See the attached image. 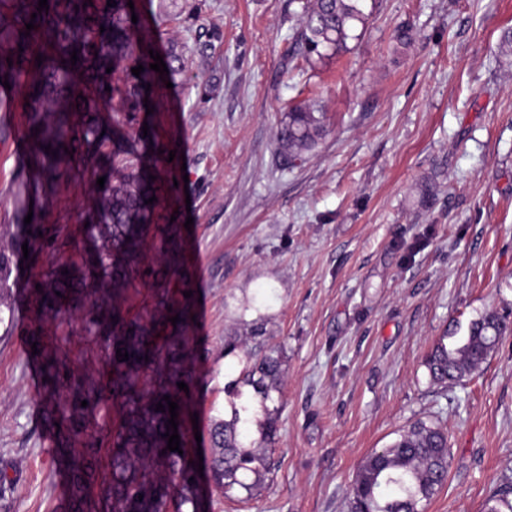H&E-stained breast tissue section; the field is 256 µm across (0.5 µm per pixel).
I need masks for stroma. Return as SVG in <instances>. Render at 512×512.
<instances>
[{"mask_svg": "<svg viewBox=\"0 0 512 512\" xmlns=\"http://www.w3.org/2000/svg\"><path fill=\"white\" fill-rule=\"evenodd\" d=\"M134 3L138 21L159 26L155 52L174 44L186 59L125 132L154 126L160 213L192 225L190 281L172 291L197 297L188 334L202 454L244 365L225 356V338L258 321L283 348L275 467L248 495L203 485V512H347L361 461L418 420L448 430V480L427 512H485L512 489V335L459 384L433 383L424 360L483 311L512 323V68L497 60L512 0H380L350 51L311 66L290 53L294 0ZM303 101L322 105L330 132L293 159L275 134ZM24 124L0 122L4 243L37 193ZM425 182L435 186L426 203ZM90 195L87 183L61 186L46 213L49 227L75 233L77 260ZM43 262L30 254L4 294L0 512H64L69 494L19 329L42 326L82 371L108 374L76 323L39 324L25 286Z\"/></svg>", "mask_w": 512, "mask_h": 512, "instance_id": "35a3bbf8", "label": "stroma"}]
</instances>
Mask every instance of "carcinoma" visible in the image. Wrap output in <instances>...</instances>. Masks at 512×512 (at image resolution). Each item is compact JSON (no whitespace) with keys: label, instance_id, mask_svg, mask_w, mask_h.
I'll list each match as a JSON object with an SVG mask.
<instances>
[{"label":"carcinoma","instance_id":"obj_1","mask_svg":"<svg viewBox=\"0 0 512 512\" xmlns=\"http://www.w3.org/2000/svg\"><path fill=\"white\" fill-rule=\"evenodd\" d=\"M0 0V85L21 83L26 90L29 118L26 137L39 185L92 184L95 204L83 229L92 252L81 268L64 259L72 234L54 230L53 251L45 254L44 272L33 290L39 321L64 315L79 316L77 333L88 336L106 360L109 377L80 371L71 355L46 347L41 331L36 344L41 361L47 418L59 423L58 448L68 470L69 495L65 512H198L199 484L190 464L186 411L188 396L177 386L190 384L193 372L186 353L188 337L184 311L174 309L168 297V265L151 270L155 308L162 318L179 316L171 327L172 340L155 334L154 319L131 317L117 303L141 276V247L154 226L159 202L151 171L141 155L125 140L116 120L107 127L93 112L99 99L119 97L126 121L144 109L152 76L146 59L135 55L141 44L151 48L155 32L132 22L127 2L115 0ZM299 27L293 35L292 54L307 62L321 61L349 50L358 40L378 0H297ZM36 18H31V15ZM35 24L32 30L26 24ZM105 31H100V28ZM30 35H25V32ZM77 52L76 64L71 53ZM498 60L512 66V30L501 35ZM41 60H36V57ZM144 65L140 76L131 69ZM112 68L106 72V68ZM110 90H105V87ZM83 98H78V95ZM325 114L314 103L289 107L276 133L280 153L300 157L313 152L326 135ZM51 147L45 151V147ZM100 158L91 166H74L70 150ZM125 175L118 186L115 173ZM105 177L104 188L96 181ZM47 232L42 211L33 210L29 224L17 225L11 244L0 246V289L9 287L22 245L40 250ZM512 332L497 312L487 310L473 320L463 336L439 337L425 359L431 380L440 385L460 382L475 373L503 336ZM254 351L239 382L253 389L251 398L232 404L228 419H216L210 429L208 471L224 492L251 493L274 460L275 416L283 406L281 376L283 352L269 347L263 327L249 326ZM128 353L119 361L116 350ZM178 404L180 449L167 450L173 432L164 396ZM87 406H81V401ZM163 410H156V404ZM120 411V422L107 438L98 436L106 424L92 425L97 414L110 407ZM258 408L266 419L261 442L252 439L249 413ZM111 447L108 471L100 470L97 443ZM448 478V432L445 428L412 423L388 447L368 454L361 462L349 494L350 512H426ZM509 491L499 490L487 501L486 512H512Z\"/></svg>","mask_w":512,"mask_h":512}]
</instances>
